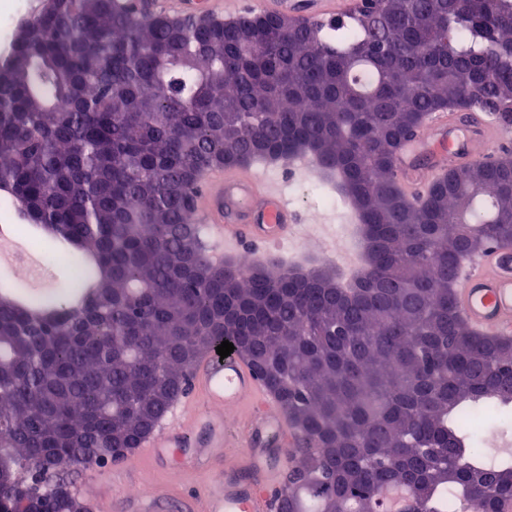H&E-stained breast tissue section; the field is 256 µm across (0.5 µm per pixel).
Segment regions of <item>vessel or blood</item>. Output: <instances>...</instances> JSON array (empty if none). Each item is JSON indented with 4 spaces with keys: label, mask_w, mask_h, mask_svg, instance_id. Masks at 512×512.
<instances>
[{
    "label": "vessel or blood",
    "mask_w": 512,
    "mask_h": 512,
    "mask_svg": "<svg viewBox=\"0 0 512 512\" xmlns=\"http://www.w3.org/2000/svg\"><path fill=\"white\" fill-rule=\"evenodd\" d=\"M152 14L188 18L199 10L240 17L243 0H143ZM359 0H260L267 14L318 20L357 11ZM498 121L484 112L434 113L426 126L396 152L398 188L421 201L446 172L489 159L506 148ZM426 162H419V155ZM194 219L211 235V257L228 263L248 251L298 239L302 211L287 192L265 178L257 163L224 166L204 173ZM454 302L475 333L512 336V245H490L470 257L456 275ZM201 431L189 445L187 431ZM303 437L292 426L253 369L238 354L199 357L186 390L140 442L135 460L154 469L201 479V491L150 484L141 496L115 499L117 512H277L280 483L293 448ZM224 470L211 476L212 465Z\"/></svg>",
    "instance_id": "vessel-or-blood-1"
}]
</instances>
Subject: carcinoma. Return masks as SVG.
I'll use <instances>...</instances> for the list:
<instances>
[{
	"instance_id": "1",
	"label": "carcinoma",
	"mask_w": 512,
	"mask_h": 512,
	"mask_svg": "<svg viewBox=\"0 0 512 512\" xmlns=\"http://www.w3.org/2000/svg\"><path fill=\"white\" fill-rule=\"evenodd\" d=\"M0 69V192L79 270L61 290H0V433L14 512H61L64 478L22 477L46 451L96 463L136 448L224 341V308L254 313L239 355L305 446L292 512H503L512 452L474 447L464 419L512 409V339L470 330L457 268L512 244V154L447 173L418 203L393 158L440 111L512 132V0H373L329 23L251 13L178 20L134 0H44ZM310 153L365 226L364 291L279 261L237 274L192 221L202 173Z\"/></svg>"
}]
</instances>
